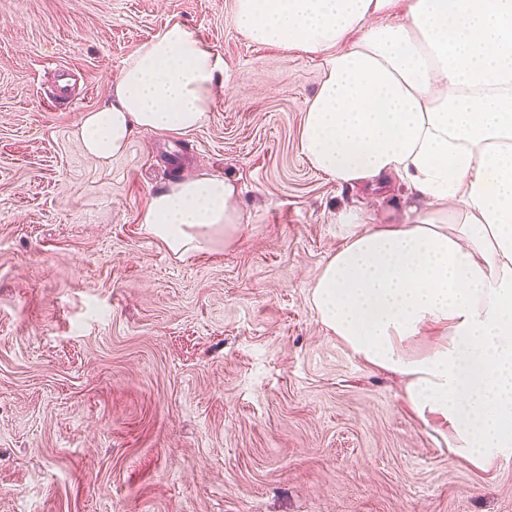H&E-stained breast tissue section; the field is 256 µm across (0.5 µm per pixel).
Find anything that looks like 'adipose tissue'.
I'll return each instance as SVG.
<instances>
[{"instance_id": "obj_1", "label": "adipose tissue", "mask_w": 512, "mask_h": 512, "mask_svg": "<svg viewBox=\"0 0 512 512\" xmlns=\"http://www.w3.org/2000/svg\"><path fill=\"white\" fill-rule=\"evenodd\" d=\"M235 19L249 41L322 60L299 140L312 170L350 188L397 178L421 201L400 224L337 213L344 242L309 285L316 317L400 378L451 457L482 470L512 454V0H237ZM223 70L169 17L110 102L81 114V148L109 162L137 132H194ZM240 193L207 172L177 181L150 195L144 230L179 257L232 243Z\"/></svg>"}]
</instances>
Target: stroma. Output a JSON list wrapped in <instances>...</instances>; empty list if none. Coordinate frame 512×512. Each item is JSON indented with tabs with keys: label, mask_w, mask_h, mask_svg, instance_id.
Instances as JSON below:
<instances>
[{
	"label": "stroma",
	"mask_w": 512,
	"mask_h": 512,
	"mask_svg": "<svg viewBox=\"0 0 512 512\" xmlns=\"http://www.w3.org/2000/svg\"><path fill=\"white\" fill-rule=\"evenodd\" d=\"M235 3L0 0V512H512V456L449 461L311 310L337 212L415 199L309 168L321 62L248 41ZM172 15L224 59L208 121L85 154L80 114ZM202 171L247 226L179 258L142 214Z\"/></svg>",
	"instance_id": "35a3bbf8"
}]
</instances>
